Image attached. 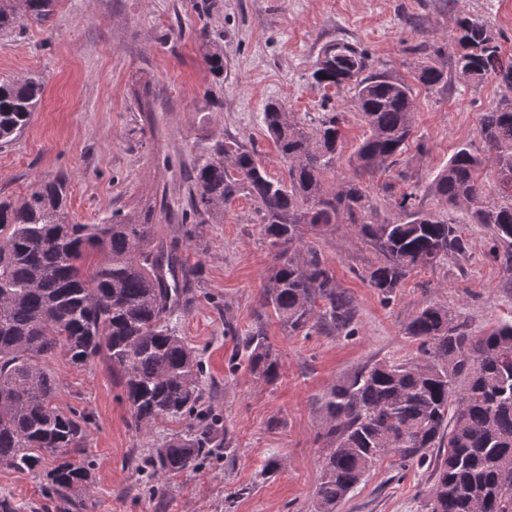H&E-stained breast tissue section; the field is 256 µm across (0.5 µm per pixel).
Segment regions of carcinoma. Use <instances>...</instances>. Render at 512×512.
<instances>
[{
  "label": "carcinoma",
  "instance_id": "carcinoma-1",
  "mask_svg": "<svg viewBox=\"0 0 512 512\" xmlns=\"http://www.w3.org/2000/svg\"><path fill=\"white\" fill-rule=\"evenodd\" d=\"M56 0H0V30L23 22L43 24ZM456 58L464 79H492L512 89V54L492 40L486 24L462 15ZM312 73L323 87L352 93L367 127L354 152L360 177L394 171L405 181L403 155L414 136V98L406 83L385 73L365 74V54L348 42ZM418 81L434 88L445 74L426 64ZM45 87L40 72L0 81V144L17 140L38 109ZM342 113L321 114L312 130L268 104L264 124L288 167L274 180L255 151L217 143L189 173V212L165 237L154 233V207L115 214L105 224L69 220L64 175L34 181L19 204L0 201V467L38 474L60 512L83 504L92 486L90 465L69 453L82 448L89 415L58 403L59 387L47 362L62 353L75 367L102 359L131 415L148 434L162 420L186 422L188 438L154 448L157 472L193 471L215 448L219 418L199 355L176 333L174 320L194 304L201 281L182 257L199 225L188 215L220 217L238 196L256 205L260 232L273 265L261 293L290 333L350 336L357 322L352 296L320 252L304 239L303 225L338 223L345 215L355 233L380 256L366 278L388 300L420 266L463 256L467 241L443 212L416 208L415 193L390 201L403 214L378 219L369 186L347 183L331 192L327 174L342 144ZM483 152L460 146L430 183L448 207H464L471 223L491 232V258L512 271V99L481 113ZM494 171L495 189L483 171ZM420 342L416 359L373 363L334 385L323 403L322 459L317 512H336L379 460L433 466L425 512H512V318L476 335L448 308L428 303L404 327ZM237 355L251 374L271 384L281 361L264 322L242 339ZM437 449L429 460L430 449Z\"/></svg>",
  "mask_w": 512,
  "mask_h": 512
}]
</instances>
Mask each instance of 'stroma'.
Listing matches in <instances>:
<instances>
[{"label": "stroma", "instance_id": "stroma-1", "mask_svg": "<svg viewBox=\"0 0 512 512\" xmlns=\"http://www.w3.org/2000/svg\"><path fill=\"white\" fill-rule=\"evenodd\" d=\"M484 21L503 50L512 51V0H57L49 26L24 23L0 31V80L42 72V103L25 133L0 147V198L23 200L37 179L67 175V211L78 224H100L113 213L166 201L155 213L169 231L188 198L186 173L216 143L255 149L268 175L287 178L263 113L284 104L302 123L334 110L345 117L340 159L328 174L337 187L353 174L350 157L363 122L347 91L324 88L311 74L322 48L344 40L363 51L368 73L404 81L415 99V137L407 180L390 194L414 191L435 211L428 187L460 145L482 149L479 116L512 90L459 77L455 40L460 14ZM224 50V72L206 62ZM443 70L447 84L426 89L418 65ZM469 243L464 257L412 271L391 301L371 288L365 271L378 254L350 224L308 231L307 241L354 298L352 336L288 333L274 314L264 317L281 377L258 383L229 359L252 327L271 272L269 245L255 205L241 196L220 219L206 218L201 241L187 250L202 288L176 329L195 347L211 400L232 438L193 472L158 477L146 460L152 448L183 434L160 422L136 433L120 387L103 361L72 367L63 355L48 363L59 402L90 417L84 457L93 483L84 512H316L322 454V405L330 388L380 360L416 357L406 336L409 318L427 303L460 317L473 332L512 316V272L489 256L485 227L452 211ZM430 472L386 457L337 512H423ZM17 512H56L43 480L0 468V499Z\"/></svg>", "mask_w": 512, "mask_h": 512}]
</instances>
